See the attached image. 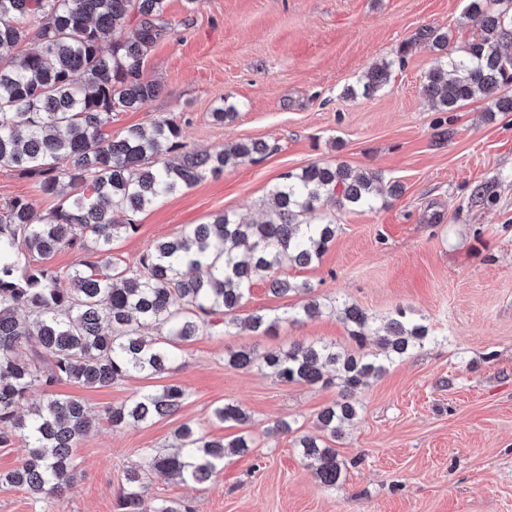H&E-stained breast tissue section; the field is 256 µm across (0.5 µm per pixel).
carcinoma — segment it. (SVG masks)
Masks as SVG:
<instances>
[{
  "label": "carcinoma",
  "instance_id": "carcinoma-1",
  "mask_svg": "<svg viewBox=\"0 0 512 512\" xmlns=\"http://www.w3.org/2000/svg\"><path fill=\"white\" fill-rule=\"evenodd\" d=\"M166 0H0V167L38 177L37 192L68 196L49 216L33 203L11 199L0 213V447L26 441L27 457L0 482L26 489L37 502L66 496L78 474L73 448L106 418L114 427L151 423L182 408L186 394L174 384L136 395L95 414L81 400L59 397L51 387L69 382L108 387L143 376L160 377L178 359V344L192 340L220 317L222 332L245 328L255 336L276 334L283 322L335 315L359 347L295 341L286 348L228 354L238 369L259 368L282 384L336 382L339 398L317 413V435L279 420L267 434H295L300 458L317 467L321 484L334 488L343 463L333 443L359 418L355 395L434 340L424 320L402 309L385 321L346 301L326 304L314 286L288 276V267L318 262L334 241L337 225L321 216L324 206L369 209L387 195L398 198V181L381 189L378 173L356 171L343 162L312 163L287 172L270 191L272 205L259 223L225 213L207 224H187L140 256L136 267L120 268L115 241L134 233L130 216L160 199L195 186L229 164L254 162L268 153L264 141H240L212 151H181L180 128L164 118L129 126L112 135L105 128L114 112H136L161 91L144 74L145 57L169 29ZM480 17L479 35L448 51V32L426 28L420 44L442 52L443 63L427 71L422 96L438 112H452L474 98L498 112H512V0H471ZM136 23H131L132 19ZM35 34L38 47L21 46ZM393 62L369 66L365 82L344 95L369 97L389 82ZM128 216L122 222L116 213ZM93 244L95 262L79 260L56 269L50 260L65 247ZM38 256L33 264L31 256ZM263 282L275 296L298 302L281 315H237L253 285ZM151 326L160 336L141 329ZM375 350L366 352L368 340ZM46 393L27 405L30 393ZM213 417L245 426L251 416L234 402L215 407ZM175 451L149 453L146 470L162 477L205 482L224 458L253 448L243 431L214 439L203 428L181 424ZM145 473L130 469L118 501L120 512H142Z\"/></svg>",
  "mask_w": 512,
  "mask_h": 512
}]
</instances>
